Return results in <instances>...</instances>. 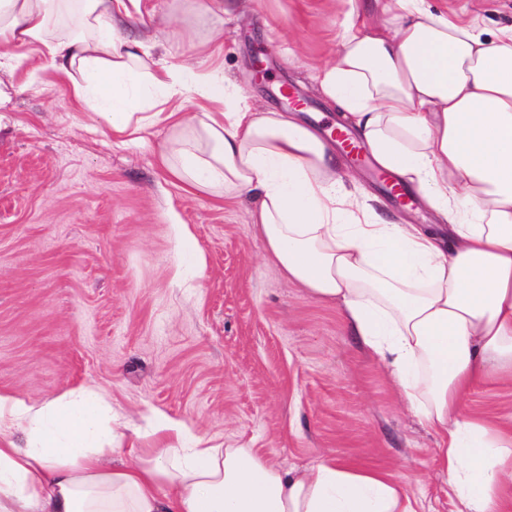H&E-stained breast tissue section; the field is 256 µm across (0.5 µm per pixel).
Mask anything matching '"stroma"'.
Wrapping results in <instances>:
<instances>
[{"instance_id":"1","label":"stroma","mask_w":512,"mask_h":512,"mask_svg":"<svg viewBox=\"0 0 512 512\" xmlns=\"http://www.w3.org/2000/svg\"><path fill=\"white\" fill-rule=\"evenodd\" d=\"M479 17L486 34L512 25V0H426ZM142 37L155 58L199 69L207 24L187 0H148ZM345 0H243L225 25V75L242 100L285 110L327 134L338 112L318 94ZM0 69V393L43 403L83 386L138 429V447L165 442L151 409L288 470L325 454L407 481L416 512H458L438 469L437 439L397 396L383 364L359 345L339 308L283 277L265 255L249 207L182 190L159 165L158 121L128 141L92 121L70 82L41 69L39 46ZM265 64L254 76L253 59ZM359 201L392 222L434 224L419 194L400 207L371 162L342 158ZM188 225L202 267L179 260L173 227ZM464 413L512 412V384L479 387Z\"/></svg>"}]
</instances>
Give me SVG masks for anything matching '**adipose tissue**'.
Returning <instances> with one entry per match:
<instances>
[{
  "label": "adipose tissue",
  "mask_w": 512,
  "mask_h": 512,
  "mask_svg": "<svg viewBox=\"0 0 512 512\" xmlns=\"http://www.w3.org/2000/svg\"><path fill=\"white\" fill-rule=\"evenodd\" d=\"M348 2L318 91L442 227L361 205L332 142L293 113L243 105L223 70L158 64L131 32L143 0H0V43L43 46L114 134L144 131L170 105L160 165L188 192L254 194L268 258L338 304L386 364L437 437L459 512H512V415L463 412L478 384L512 382V26L489 40L425 0ZM66 11L72 29L55 30ZM115 420L87 387L38 405L0 393V512H415L382 470L322 455L285 471L250 448L153 454L114 445Z\"/></svg>",
  "instance_id": "ef3b65f1"
}]
</instances>
